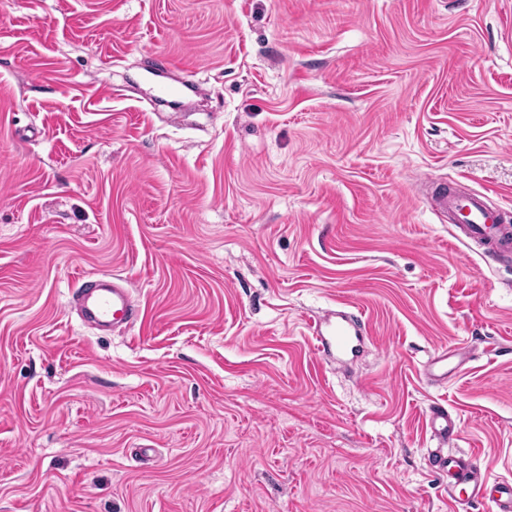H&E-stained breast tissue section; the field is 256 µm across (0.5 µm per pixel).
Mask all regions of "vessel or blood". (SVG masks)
I'll return each instance as SVG.
<instances>
[{"mask_svg": "<svg viewBox=\"0 0 512 512\" xmlns=\"http://www.w3.org/2000/svg\"><path fill=\"white\" fill-rule=\"evenodd\" d=\"M432 203L456 218L459 241L481 253L512 261V226L503 223L500 211L487 203L485 195L443 186L433 194ZM74 303L83 322L115 331L126 328L138 314L131 290L119 279L106 275L85 277ZM310 329L320 354L330 346L340 353L357 352L368 334L366 321L348 311L337 312L332 321L313 320ZM466 359V348H446L433 357L430 365L441 373L455 375ZM428 422L440 442L439 448L429 451L428 462L431 468L447 472L449 502L458 506L465 500H485L492 503L494 512H512L511 480L482 479L475 457L445 450V443L454 440L458 432L447 405L432 404Z\"/></svg>", "mask_w": 512, "mask_h": 512, "instance_id": "1", "label": "vessel or blood"}]
</instances>
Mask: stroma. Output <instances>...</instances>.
Returning a JSON list of instances; mask_svg holds the SVG:
<instances>
[{"label": "stroma", "instance_id": "1", "mask_svg": "<svg viewBox=\"0 0 512 512\" xmlns=\"http://www.w3.org/2000/svg\"><path fill=\"white\" fill-rule=\"evenodd\" d=\"M424 175L512 222V0H0V512H454L437 401L512 480V263ZM486 200L481 193L448 186L438 187L432 196L433 205L455 220L457 240L482 254L512 261V226L502 224L500 211ZM120 278L106 275L85 276L74 296L81 320L102 328L121 331L138 314V306L129 288ZM350 311L336 313V321L330 319H314L310 321V329L316 341L315 350L318 354L326 352L327 347L335 346L338 353H355L368 336L367 322ZM467 354L468 351L465 347L446 348L433 357L428 367L441 371L440 376L448 381V373L456 375L461 371L466 362ZM428 422L433 435L442 445L456 438L457 422L449 413L447 405L442 403L432 404L429 408Z\"/></svg>", "mask_w": 512, "mask_h": 512}]
</instances>
